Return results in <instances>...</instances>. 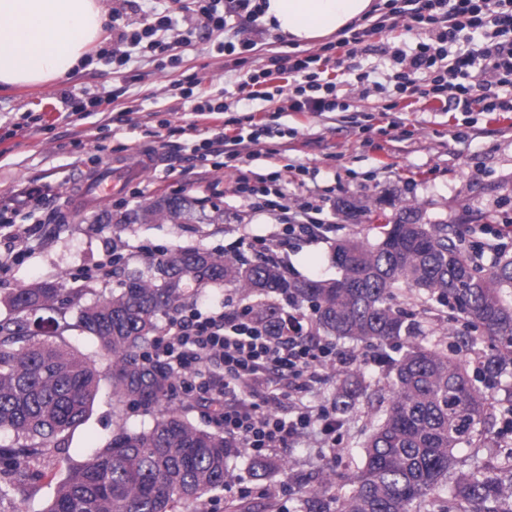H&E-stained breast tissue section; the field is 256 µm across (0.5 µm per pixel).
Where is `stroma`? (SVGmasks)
Returning a JSON list of instances; mask_svg holds the SVG:
<instances>
[{"label": "stroma", "mask_w": 512, "mask_h": 512, "mask_svg": "<svg viewBox=\"0 0 512 512\" xmlns=\"http://www.w3.org/2000/svg\"><path fill=\"white\" fill-rule=\"evenodd\" d=\"M108 16L125 29H135L142 12L156 8L177 19L178 33L191 38L178 53L177 64L158 68L151 56L133 57L126 68L113 69L106 55L115 29L87 55L77 72L36 87L0 90V203L10 204L30 183L43 189L36 210L10 219L0 228V299L41 281L69 288L83 284L87 273L111 266L102 286L115 288L126 270H147L151 260L186 246H201L229 257L252 261L261 242H279V214L255 212L234 193L238 176L265 174L283 167L287 203L320 205L321 218L332 232L316 240L289 239L278 254L288 277L335 278L332 262L336 240L358 236L376 239L370 214L395 215L412 204L424 221H450L470 228L467 244L492 240L503 221L512 220V116L496 112H454L439 101L399 100L390 117L380 113L389 98L383 93L361 97L350 81L378 62L375 54L337 58L336 74L345 75L343 112H282L277 102L254 101L266 118L291 135L265 140L258 154L237 168L212 169L192 157L199 130L215 127L214 119L194 116L178 88L198 79L206 92L233 88L247 70L291 52L275 30H267L245 63L218 54L224 32L188 31L182 18L192 0H102ZM100 97L97 112H71L64 96ZM43 121L21 126L24 113ZM390 134H381V127ZM144 150L158 153L156 168L106 198L83 204L76 190L86 174L114 159H133ZM308 167L305 179L292 169ZM161 196L187 198L191 217L178 222L122 223L146 202ZM69 345L95 358L102 375L98 395L86 421L65 435L50 457L24 472L0 474V512H43L68 467L80 464L104 447L118 426L148 428L151 417L112 396L111 359L98 356L91 337L65 332ZM337 352L355 355V370L364 374L367 395L343 416L335 448L323 449L317 436L275 453L279 469L265 478L253 475L248 453L232 461L225 486L207 497L203 512H227L245 500L256 508L274 503L275 512H295L297 502L318 484L329 494L342 493L341 473L355 469L361 450L383 413L378 394L387 392L385 365L375 349L339 339Z\"/></svg>", "instance_id": "1"}]
</instances>
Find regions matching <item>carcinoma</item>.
I'll return each instance as SVG.
<instances>
[{"label": "carcinoma", "instance_id": "cac0c4a2", "mask_svg": "<svg viewBox=\"0 0 512 512\" xmlns=\"http://www.w3.org/2000/svg\"><path fill=\"white\" fill-rule=\"evenodd\" d=\"M142 211L145 219L177 220L188 208L186 200L167 197ZM332 259L340 276L298 280L264 261L188 246L158 259L148 277L127 272L119 290L90 304L84 299L98 288L91 281L77 288L41 282L9 295L4 303L15 317L0 322V431L19 444L0 448V460L8 470L26 468L48 445L60 447L64 434L87 417L100 374L90 357L64 341L63 333L76 326L94 339L98 354L112 359L113 395L142 407L152 423L139 432L117 427L105 447L69 468L43 512H183L202 505L206 495L224 488L236 443L166 405L173 376L147 359L144 348L159 330L158 316L190 305L187 285H231L257 298L253 307L274 331L285 311L268 297L310 303L315 332L377 349L393 373L388 410L365 443L361 464L342 476L349 493L311 490L298 512H409L444 479L446 512H512V454L491 457L481 476L455 468L457 449L486 435L482 386H494L512 366V300L505 295L512 288V254L497 250L486 272L453 225L425 224L417 210L405 207L379 223L374 242H336ZM401 287L426 312L438 306L457 311L461 327L451 353L417 341L426 331L398 302ZM40 309H55L60 319H51L52 338L32 342L27 314ZM70 312L73 324L66 319ZM479 332L501 348L482 357L471 374L463 355L475 350ZM365 391L355 371L339 373L336 414H345Z\"/></svg>", "mask_w": 512, "mask_h": 512}]
</instances>
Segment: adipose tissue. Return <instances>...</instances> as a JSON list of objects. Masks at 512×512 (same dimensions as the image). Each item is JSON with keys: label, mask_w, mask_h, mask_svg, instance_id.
Masks as SVG:
<instances>
[{"label": "adipose tissue", "mask_w": 512, "mask_h": 512, "mask_svg": "<svg viewBox=\"0 0 512 512\" xmlns=\"http://www.w3.org/2000/svg\"><path fill=\"white\" fill-rule=\"evenodd\" d=\"M374 0H264V20L312 45L368 17ZM100 0H0V88L65 78L105 34Z\"/></svg>", "instance_id": "obj_1"}]
</instances>
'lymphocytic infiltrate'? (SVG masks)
<instances>
[{"mask_svg": "<svg viewBox=\"0 0 512 512\" xmlns=\"http://www.w3.org/2000/svg\"><path fill=\"white\" fill-rule=\"evenodd\" d=\"M387 0L374 21L337 40L348 57L363 53L390 58V80L397 96L437 99L460 112H512V0ZM259 0H205L194 26L232 30L219 52L237 57L253 51L261 28L237 27L241 17L258 19ZM409 18L418 34L411 50L377 42ZM173 19L162 12L144 13L139 29L118 30L110 56L117 67L130 62L135 49L168 54L177 62L182 42ZM288 109L333 112L341 108L339 84L327 77L330 56L312 53L286 56ZM264 117L251 112L225 121L222 131L201 138L193 148L197 160H222L224 167L241 161L250 146L275 137ZM179 382L199 376L200 400L218 412L226 436L255 457L267 456L319 428L325 447L336 445V416L326 409L303 406L294 417L280 414L282 399L299 400L323 371L336 363L330 344L309 336L303 319L287 317L279 332H269L246 306L225 305L217 313L191 312L170 319L150 354Z\"/></svg>", "mask_w": 512, "mask_h": 512, "instance_id": "1", "label": "lymphocytic infiltrate"}]
</instances>
